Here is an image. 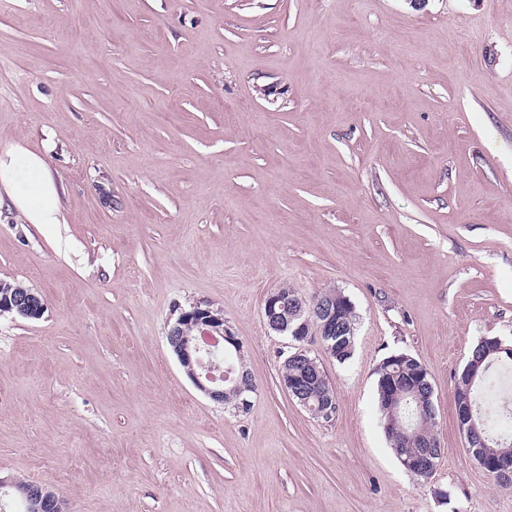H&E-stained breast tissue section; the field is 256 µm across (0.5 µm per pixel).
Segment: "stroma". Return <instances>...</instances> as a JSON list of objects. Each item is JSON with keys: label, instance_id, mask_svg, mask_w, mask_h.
I'll list each match as a JSON object with an SVG mask.
<instances>
[{"label": "stroma", "instance_id": "1", "mask_svg": "<svg viewBox=\"0 0 512 512\" xmlns=\"http://www.w3.org/2000/svg\"><path fill=\"white\" fill-rule=\"evenodd\" d=\"M470 34L462 41L452 21ZM45 159L63 221L0 202V476L68 512H512L454 382L512 344V0H0V155ZM341 290L352 358L312 417L266 296ZM223 310L255 385L210 400L166 334ZM427 368L444 449L409 475L375 370ZM3 287L4 281H1ZM13 287L21 285L17 282H8ZM1 290L4 288H0ZM0 290V315L4 313L17 314L27 319H39L43 316L46 306L42 296L31 288L17 286L10 291L1 294ZM232 382L230 388L236 393V403L234 395L226 396V404L236 406L239 411H245L251 405V394L255 392V386L252 383V379L245 371H238L235 377L230 379Z\"/></svg>", "mask_w": 512, "mask_h": 512}]
</instances>
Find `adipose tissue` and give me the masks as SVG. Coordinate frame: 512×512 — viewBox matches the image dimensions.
I'll use <instances>...</instances> for the list:
<instances>
[{
	"instance_id": "obj_1",
	"label": "adipose tissue",
	"mask_w": 512,
	"mask_h": 512,
	"mask_svg": "<svg viewBox=\"0 0 512 512\" xmlns=\"http://www.w3.org/2000/svg\"><path fill=\"white\" fill-rule=\"evenodd\" d=\"M0 186L29 223H59L58 187L39 155L18 145L1 155Z\"/></svg>"
}]
</instances>
